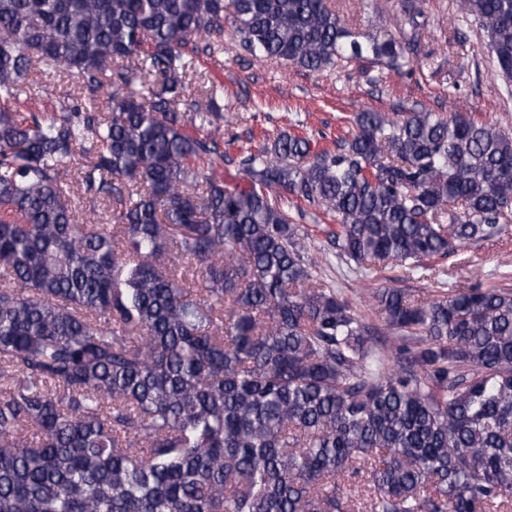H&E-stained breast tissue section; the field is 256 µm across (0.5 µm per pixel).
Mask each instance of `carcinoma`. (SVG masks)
I'll list each match as a JSON object with an SVG mask.
<instances>
[{"mask_svg": "<svg viewBox=\"0 0 512 512\" xmlns=\"http://www.w3.org/2000/svg\"><path fill=\"white\" fill-rule=\"evenodd\" d=\"M233 7L242 47L319 72L406 47L327 0H0V512H497L512 500V292L372 299L315 262L274 192L336 217V256L413 275L508 231L512 133L358 112L333 151L282 132L237 159L183 75ZM512 83V0H472ZM78 87L12 103L34 75ZM109 86V111L96 110ZM112 204L77 217L74 188ZM390 344L375 339L380 329ZM27 92L28 99L21 103L17 112L58 111L59 102L70 92L73 94L71 80L54 78L53 76H37L33 78Z\"/></svg>", "mask_w": 512, "mask_h": 512, "instance_id": "carcinoma-1", "label": "carcinoma"}]
</instances>
